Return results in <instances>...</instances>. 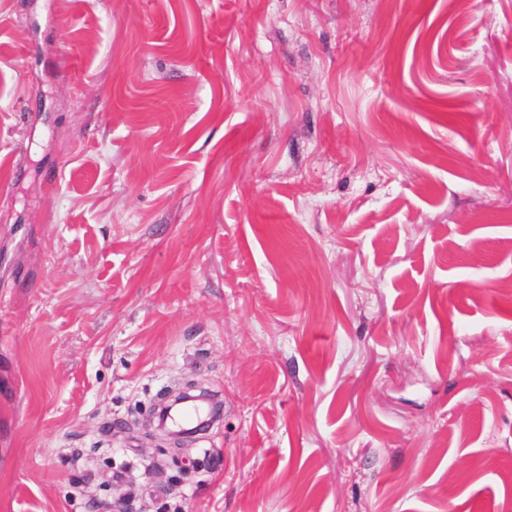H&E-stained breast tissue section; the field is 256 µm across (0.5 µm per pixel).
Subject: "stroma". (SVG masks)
<instances>
[{
  "label": "stroma",
  "mask_w": 512,
  "mask_h": 512,
  "mask_svg": "<svg viewBox=\"0 0 512 512\" xmlns=\"http://www.w3.org/2000/svg\"><path fill=\"white\" fill-rule=\"evenodd\" d=\"M508 284L512 0H0V512H512Z\"/></svg>",
  "instance_id": "obj_1"
}]
</instances>
